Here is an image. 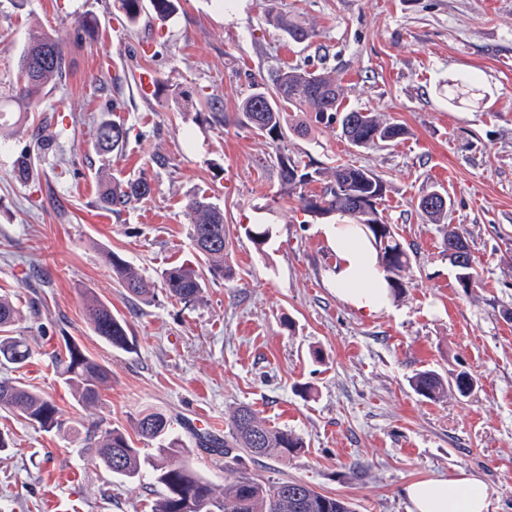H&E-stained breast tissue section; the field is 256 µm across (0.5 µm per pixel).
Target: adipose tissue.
<instances>
[{"instance_id": "obj_1", "label": "adipose tissue", "mask_w": 512, "mask_h": 512, "mask_svg": "<svg viewBox=\"0 0 512 512\" xmlns=\"http://www.w3.org/2000/svg\"><path fill=\"white\" fill-rule=\"evenodd\" d=\"M321 232L335 251L330 271L337 296L372 316L391 307V295L375 250L356 224H325ZM409 512H489L490 492L477 476L462 471L447 480L416 481L406 488Z\"/></svg>"}]
</instances>
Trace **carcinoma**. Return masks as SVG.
<instances>
[{
  "mask_svg": "<svg viewBox=\"0 0 512 512\" xmlns=\"http://www.w3.org/2000/svg\"><path fill=\"white\" fill-rule=\"evenodd\" d=\"M119 9L129 25H135L146 13L168 17L174 13L175 0H118ZM268 21L284 31L295 43L310 40L314 33L293 24L288 17L273 11ZM66 72L63 41L46 31L31 33L16 61L13 99L26 104L36 100L44 87ZM213 122L224 123V99L212 94L205 99ZM314 114V120L327 127L340 123L342 135L353 147L371 148L379 143L396 142L407 134L397 123L382 120L373 112L347 110L342 106V90L336 77L328 72H310L299 67L279 70L270 79L252 83L251 92L242 100V124L273 142L285 138L288 127L285 108ZM127 130L110 120H102L95 131V145L113 153L123 148ZM279 178L286 189L297 193L299 209L310 214L329 216L347 215L361 225L377 253V259L386 273L389 288L405 287V275L410 270L409 250L400 241L393 225L385 222L379 213L386 192L383 179L375 173L354 165L340 164L331 168L303 165L284 153L276 155ZM323 182L318 192L306 193L312 182ZM151 192L145 180L101 181L100 206L119 212L134 199H143ZM363 198L368 207L356 211L349 202ZM190 224V235L195 249L205 266L194 269L173 266L163 274L162 287L168 295L181 303L199 302L206 280H224L233 277V269L226 261V233L224 209L210 198L193 196L184 205ZM443 253L460 250L466 264L465 276L459 278L461 287H474L473 259L464 233L457 227L444 225ZM106 262L121 286L132 298L145 297L151 285L119 254H107ZM85 319L95 335L112 347L124 351L133 349L127 322L112 314V308L96 297L90 298L84 309ZM19 309L6 296L0 297V365L18 368L29 361L31 350L25 340L14 335ZM60 375L74 391L75 398L88 411L98 410L101 389L109 382L110 371L85 354L80 345L64 338V348L51 354ZM413 390L428 400H439L456 393L466 396L473 379L462 371L445 379L432 370L415 374ZM20 412L29 422L45 431L60 429L61 411L56 403L26 387L7 375L0 376V406ZM228 436L224 448L214 452L229 454L232 448L241 449L252 457L275 455L283 459L304 447L303 440L282 429L266 426L257 413L248 406L236 408L229 418ZM135 429L139 439L158 444L157 455L151 461L141 458L140 449L122 431L104 428L99 420L89 423L85 439L93 445L100 463L112 474L126 480H140L145 466H150L153 480L162 486L161 495L154 501L151 512H352L349 502L317 491L313 486L297 481L265 483L248 471L217 486L200 474L188 461L180 458L185 449L178 447V439L171 437V423L162 413L152 412L137 419Z\"/></svg>",
  "mask_w": 512,
  "mask_h": 512,
  "instance_id": "obj_1",
  "label": "carcinoma"
}]
</instances>
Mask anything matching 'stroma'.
I'll use <instances>...</instances> for the list:
<instances>
[{
  "mask_svg": "<svg viewBox=\"0 0 512 512\" xmlns=\"http://www.w3.org/2000/svg\"><path fill=\"white\" fill-rule=\"evenodd\" d=\"M270 5L314 38L292 42L267 21ZM86 15L98 21L94 34L79 25ZM118 15L116 0H0V96L11 93L32 30L60 36L68 58L61 80L0 120V295L19 308L16 333L32 351L15 376L64 420L47 432L0 406L10 440L0 450V512H151L161 486L113 477L81 433L98 417L134 435L146 411L170 419L186 460L218 485L246 470L307 483L354 512H408L406 485L464 470L485 481L492 512H512V0H178L164 20L117 27ZM286 66L332 73L344 107L380 113L405 137L359 150L306 112L291 119L308 133L278 144L241 126L252 81ZM146 70L158 83L147 95ZM470 75L475 91L451 99L450 84ZM209 94L224 99L223 124L209 117ZM104 119L129 131L119 154L95 149ZM37 128L52 152L38 153ZM279 151L385 181L382 216L411 255L390 311L362 315L329 286L336 256L318 226L336 218L300 210L280 182ZM23 153L35 168L26 182L14 174ZM103 174L146 179L152 191L122 212L102 209ZM435 189L451 200L445 223L467 234L476 280L467 291L442 252V225L417 208ZM198 194L224 209L234 276L207 282L202 301L186 305L168 297L161 274L199 261L183 209ZM254 224L271 229L264 246L246 233ZM109 252L153 296L129 298ZM91 295L126 320L133 353L90 329ZM66 336L112 373L97 413L51 363ZM425 369L469 372L474 387L427 400L410 386ZM241 405L304 448L285 461L232 459L187 426L201 414L207 436L224 438Z\"/></svg>",
  "mask_w": 512,
  "mask_h": 512,
  "instance_id": "obj_1",
  "label": "stroma"
}]
</instances>
